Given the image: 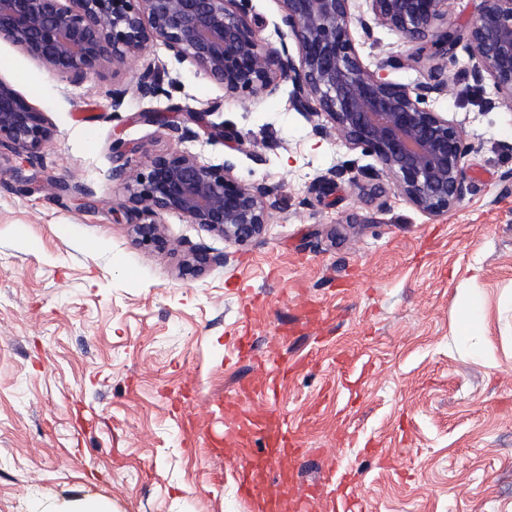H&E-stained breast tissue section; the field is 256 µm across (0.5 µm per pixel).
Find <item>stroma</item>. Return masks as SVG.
<instances>
[{
	"instance_id": "stroma-1",
	"label": "stroma",
	"mask_w": 512,
	"mask_h": 512,
	"mask_svg": "<svg viewBox=\"0 0 512 512\" xmlns=\"http://www.w3.org/2000/svg\"><path fill=\"white\" fill-rule=\"evenodd\" d=\"M356 48L371 66L412 50L384 28ZM146 59L174 85L116 112L109 94L132 86L138 63L105 60L72 85L0 39V79L51 130L46 174L93 192L0 187V512L87 499L110 512H255L234 474L262 445L250 423L271 416L296 447L281 512L331 468L366 512H512V112L485 109L492 86L432 103L474 149L472 193L430 216L374 156L318 136L289 86L244 109L163 45ZM147 110L175 123L208 112L230 140L176 143ZM118 140L232 157L280 207L244 244L163 215L172 242L225 257L182 275L181 253L135 245L112 213L125 200ZM334 167L351 181L320 183ZM473 286L489 328L465 344L456 296Z\"/></svg>"
}]
</instances>
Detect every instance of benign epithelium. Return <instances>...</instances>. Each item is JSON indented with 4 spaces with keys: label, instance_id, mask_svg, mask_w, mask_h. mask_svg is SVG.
Returning a JSON list of instances; mask_svg holds the SVG:
<instances>
[{
    "label": "benign epithelium",
    "instance_id": "7a95c632",
    "mask_svg": "<svg viewBox=\"0 0 512 512\" xmlns=\"http://www.w3.org/2000/svg\"><path fill=\"white\" fill-rule=\"evenodd\" d=\"M240 0H0V39L38 61L53 77L79 84L102 61L118 67L150 52L160 42L174 59L188 61L224 87V98L243 105L292 84L291 100L325 138L350 149L371 152L381 171L418 211L436 216L457 207L472 185L464 158L474 146L461 125L430 106L448 94L454 79L482 87L491 81L495 97L485 106L512 109V0H481L465 33L448 25L449 0H282L276 26L280 47L263 45ZM387 28L414 46L401 61L392 57L372 70L362 62L353 31L364 39ZM296 44L291 53L288 40ZM467 64L456 67L458 50ZM399 65L420 73L413 84L382 74ZM162 64L147 63L131 88L110 93L112 110L128 94L153 99L164 93ZM205 112L188 113L209 140L225 139L224 125L208 123ZM146 122L167 128L179 142L197 137L187 124L171 123L159 112L141 113ZM51 139L43 113L10 83L0 80V159L13 156L22 166L0 174L1 185L24 187L37 179L24 171L44 167L43 149ZM132 149L112 146V182L127 198L120 206L135 241L165 251L161 215L175 212L188 223L234 243L262 234L277 200L263 182L245 183L235 164L206 165L188 152L147 155L134 163ZM224 263V256L191 247V271Z\"/></svg>",
    "mask_w": 512,
    "mask_h": 512
}]
</instances>
